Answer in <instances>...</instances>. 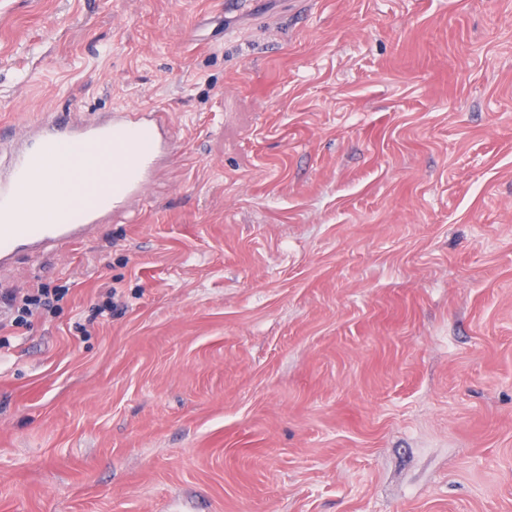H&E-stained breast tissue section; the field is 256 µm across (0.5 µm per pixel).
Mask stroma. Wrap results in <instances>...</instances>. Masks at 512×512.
<instances>
[{
  "instance_id": "stroma-1",
  "label": "stroma",
  "mask_w": 512,
  "mask_h": 512,
  "mask_svg": "<svg viewBox=\"0 0 512 512\" xmlns=\"http://www.w3.org/2000/svg\"><path fill=\"white\" fill-rule=\"evenodd\" d=\"M152 104L130 219L0 271L69 289L0 512H512V0H0V123Z\"/></svg>"
}]
</instances>
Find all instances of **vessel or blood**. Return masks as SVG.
I'll return each mask as SVG.
<instances>
[{
  "instance_id": "obj_1",
  "label": "vessel or blood",
  "mask_w": 512,
  "mask_h": 512,
  "mask_svg": "<svg viewBox=\"0 0 512 512\" xmlns=\"http://www.w3.org/2000/svg\"><path fill=\"white\" fill-rule=\"evenodd\" d=\"M170 123L165 107L151 105L125 107L93 124L57 116L30 125L0 174V267L22 254L39 258L83 242L99 225L127 216L158 160L177 149L166 135ZM63 155L69 158L65 172L72 198L96 187L103 201L82 207L76 218L44 223L39 208L50 196L43 188L55 182ZM22 194L36 199L24 215L17 208Z\"/></svg>"
}]
</instances>
